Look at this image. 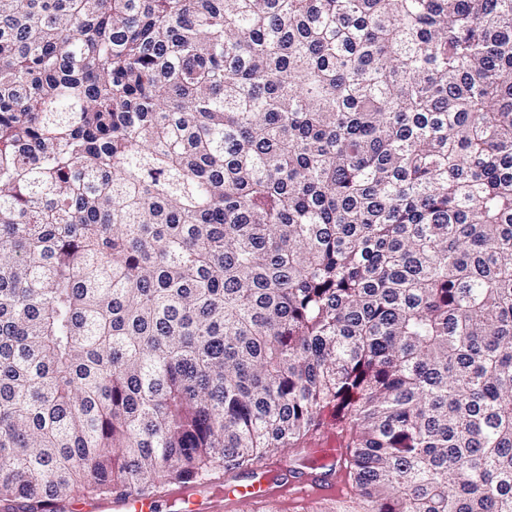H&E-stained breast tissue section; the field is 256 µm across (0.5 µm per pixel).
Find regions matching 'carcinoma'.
Listing matches in <instances>:
<instances>
[{
  "mask_svg": "<svg viewBox=\"0 0 512 512\" xmlns=\"http://www.w3.org/2000/svg\"><path fill=\"white\" fill-rule=\"evenodd\" d=\"M328 434L512 512V0H0V502Z\"/></svg>",
  "mask_w": 512,
  "mask_h": 512,
  "instance_id": "1",
  "label": "carcinoma"
}]
</instances>
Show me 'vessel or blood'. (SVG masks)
<instances>
[{
  "instance_id": "vessel-or-blood-1",
  "label": "vessel or blood",
  "mask_w": 512,
  "mask_h": 512,
  "mask_svg": "<svg viewBox=\"0 0 512 512\" xmlns=\"http://www.w3.org/2000/svg\"><path fill=\"white\" fill-rule=\"evenodd\" d=\"M290 467V458L276 459L259 468L251 483L235 486L221 496L211 494L212 482L208 479L180 485L169 490L167 502L177 512H233L238 500L243 498L274 499L291 505L313 495L335 494V483L324 481L317 472L301 481L282 480V473L288 472ZM76 509L77 512H159L160 505L158 498L129 494L87 498L77 504Z\"/></svg>"
}]
</instances>
